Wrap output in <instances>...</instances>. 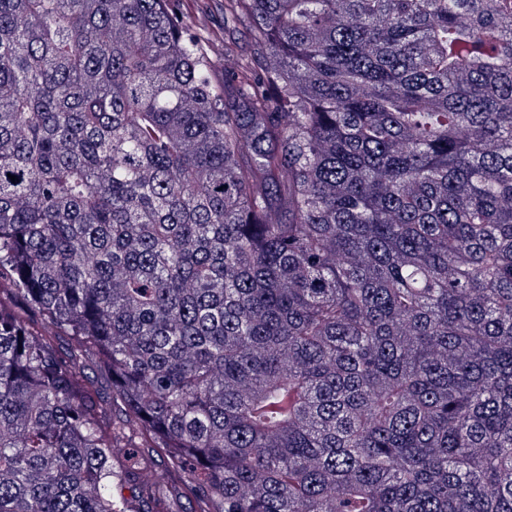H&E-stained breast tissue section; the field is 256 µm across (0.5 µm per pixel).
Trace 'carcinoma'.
<instances>
[{"mask_svg":"<svg viewBox=\"0 0 512 512\" xmlns=\"http://www.w3.org/2000/svg\"><path fill=\"white\" fill-rule=\"evenodd\" d=\"M223 7L0 0V512H512V0ZM200 1L183 0L177 2L180 10L187 16L190 23L200 21L208 30L219 34V39L213 44L207 45L206 49L214 63V70L217 79L224 78V13L220 9L221 1H205L210 5V11L205 15H197L196 4Z\"/></svg>","mask_w":512,"mask_h":512,"instance_id":"carcinoma-1","label":"carcinoma"}]
</instances>
